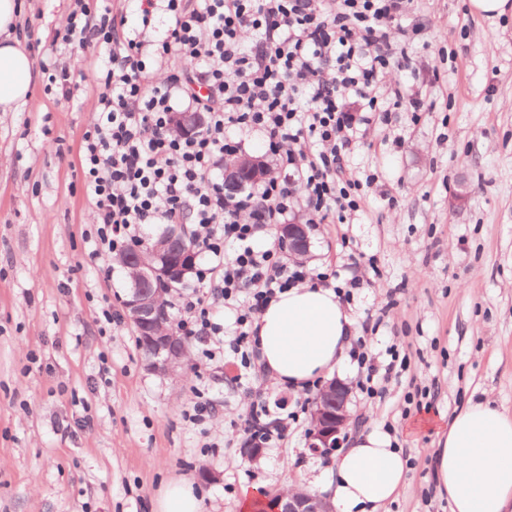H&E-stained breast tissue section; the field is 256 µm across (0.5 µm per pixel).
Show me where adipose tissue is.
<instances>
[{"mask_svg": "<svg viewBox=\"0 0 512 512\" xmlns=\"http://www.w3.org/2000/svg\"><path fill=\"white\" fill-rule=\"evenodd\" d=\"M18 16L17 0H0V112L24 108L35 78L15 34ZM256 324L265 372L295 391L332 371L354 334L336 293L311 283L279 294ZM405 471L388 434L360 435L336 461L332 500L338 512H377L400 494ZM435 477L452 512H512V418L490 402H467L439 441Z\"/></svg>", "mask_w": 512, "mask_h": 512, "instance_id": "obj_1", "label": "adipose tissue"}]
</instances>
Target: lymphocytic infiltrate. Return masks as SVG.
Wrapping results in <instances>:
<instances>
[{"instance_id": "lymphocytic-infiltrate-1", "label": "lymphocytic infiltrate", "mask_w": 512, "mask_h": 512, "mask_svg": "<svg viewBox=\"0 0 512 512\" xmlns=\"http://www.w3.org/2000/svg\"><path fill=\"white\" fill-rule=\"evenodd\" d=\"M54 53L86 51L96 97L82 135V187L92 253L135 245L146 224L193 221L208 262L205 289L178 302L183 335L249 361L254 323L277 294L310 272L254 240L296 215L306 223L358 211L346 153L367 114L393 96L420 111L399 73L413 70L405 0H139L136 17L102 0H74ZM203 113L177 135L180 109ZM267 142L271 176L236 194L219 172L245 136ZM234 317L224 341L217 311Z\"/></svg>"}]
</instances>
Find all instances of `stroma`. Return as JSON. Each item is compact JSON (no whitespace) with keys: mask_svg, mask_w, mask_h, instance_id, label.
<instances>
[{"mask_svg":"<svg viewBox=\"0 0 512 512\" xmlns=\"http://www.w3.org/2000/svg\"><path fill=\"white\" fill-rule=\"evenodd\" d=\"M19 2L17 37L40 59L74 0ZM410 16L426 24L413 46L425 107L396 110L372 147L351 150L348 171L375 180L349 223L309 229L306 265L332 288L358 276L345 308L378 323L368 356L387 360L393 345L405 358L371 397L348 357L317 380L352 386L348 436L387 433L407 461L404 490L379 512H451L434 477L439 431L470 399L512 416V14L412 0ZM58 61L73 101L40 74L25 108L0 112V512H155L178 480L203 512H240L242 488L273 499L330 479L333 460L307 446L315 389L281 388L256 365L235 383L197 343L178 378L147 370L125 274L86 240L90 65L78 50ZM107 307L120 320L103 327ZM201 398L216 417L192 419ZM263 404L297 421L247 462L240 429Z\"/></svg>","mask_w":512,"mask_h":512,"instance_id":"stroma-1","label":"stroma"}]
</instances>
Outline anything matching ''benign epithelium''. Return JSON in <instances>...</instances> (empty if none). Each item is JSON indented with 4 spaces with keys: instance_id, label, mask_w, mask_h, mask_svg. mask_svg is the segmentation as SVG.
Returning a JSON list of instances; mask_svg holds the SVG:
<instances>
[{
    "instance_id": "obj_1",
    "label": "benign epithelium",
    "mask_w": 512,
    "mask_h": 512,
    "mask_svg": "<svg viewBox=\"0 0 512 512\" xmlns=\"http://www.w3.org/2000/svg\"><path fill=\"white\" fill-rule=\"evenodd\" d=\"M203 116L199 112L175 113L174 125L182 134L199 129ZM265 168L261 160L243 156L225 164L224 186L238 190L247 180L263 176ZM277 238L288 241V253L307 255L309 237L303 224H281ZM162 245L137 259L129 261L125 268L130 283L126 301L129 318L144 337L149 350L147 367L154 373L173 376L184 365L188 348L165 327L161 308V284L181 283L193 272L195 257L185 247L184 235L173 228L161 236ZM350 391L346 384L333 380L322 389L313 403L308 448L326 459L342 447L351 416L348 411ZM272 512H334L326 499L317 494L301 491L285 492L273 503Z\"/></svg>"
}]
</instances>
